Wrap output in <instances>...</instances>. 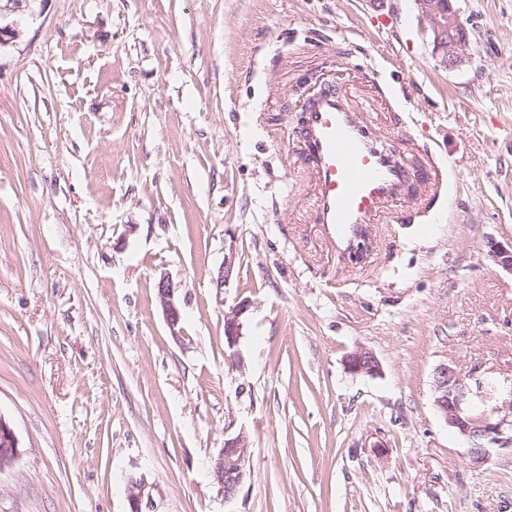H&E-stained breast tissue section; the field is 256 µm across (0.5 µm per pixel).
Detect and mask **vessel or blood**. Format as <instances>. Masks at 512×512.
Returning a JSON list of instances; mask_svg holds the SVG:
<instances>
[{"mask_svg":"<svg viewBox=\"0 0 512 512\" xmlns=\"http://www.w3.org/2000/svg\"><path fill=\"white\" fill-rule=\"evenodd\" d=\"M301 110L299 137L314 183V221L343 256L363 250L370 225L400 223L393 203L444 193L447 168L429 164L423 189H416L405 161L379 144L358 108L334 88H321L302 102Z\"/></svg>","mask_w":512,"mask_h":512,"instance_id":"obj_1","label":"vessel or blood"}]
</instances>
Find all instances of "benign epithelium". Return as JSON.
I'll list each match as a JSON object with an SVG mask.
<instances>
[{
  "label": "benign epithelium",
  "instance_id": "1",
  "mask_svg": "<svg viewBox=\"0 0 512 512\" xmlns=\"http://www.w3.org/2000/svg\"><path fill=\"white\" fill-rule=\"evenodd\" d=\"M424 30L430 35L433 52L443 66L462 60L470 48V40L459 13L449 0H414ZM20 36L18 21L0 22V49L13 45ZM157 295L171 329L181 321V311L174 300L175 287L164 275L156 283ZM251 307L244 299L224 313V340L234 349L242 335L243 318ZM345 368L352 374L376 375L379 363L372 351L359 348L345 359ZM500 383L485 377L469 383V377L448 364L439 365L434 372V400L437 412L469 447L472 464L481 466L489 459L488 449L512 447V410L503 413L496 404ZM483 410L476 414L474 410ZM20 455L19 439L13 428L0 415V468L13 463ZM250 448L245 436L238 434L224 439V448L214 459L212 472L224 494V500L235 499L244 483ZM145 484L131 482L128 487L130 512H143Z\"/></svg>",
  "mask_w": 512,
  "mask_h": 512
}]
</instances>
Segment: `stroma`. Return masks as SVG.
<instances>
[{
  "label": "stroma",
  "instance_id": "1",
  "mask_svg": "<svg viewBox=\"0 0 512 512\" xmlns=\"http://www.w3.org/2000/svg\"><path fill=\"white\" fill-rule=\"evenodd\" d=\"M452 4L471 50L446 68L414 0H32L0 50V512H130L133 480L150 512H512V450L473 466L433 405L442 363L512 401V0ZM327 85L455 173L355 264L295 138ZM361 346L379 374L346 370ZM157 295L171 329H176L181 321V311L174 300L175 287L168 276L164 275L156 283ZM251 307L249 300L236 303L229 312L224 313V340L229 349H234L242 335L243 318ZM19 439L13 428L0 416V469L13 463L20 455ZM249 458L250 448L244 435L225 438L224 448L212 464L213 475L225 500H233L238 496L246 478L245 472L247 475Z\"/></svg>",
  "mask_w": 512,
  "mask_h": 512
}]
</instances>
